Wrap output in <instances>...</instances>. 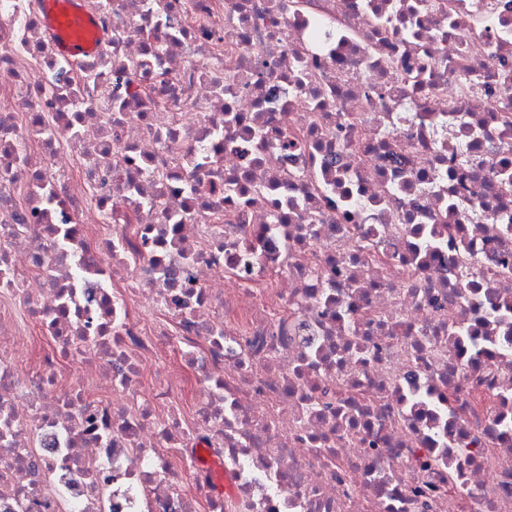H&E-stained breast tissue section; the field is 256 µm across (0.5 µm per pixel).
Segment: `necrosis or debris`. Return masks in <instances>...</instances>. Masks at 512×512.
I'll return each mask as SVG.
<instances>
[{"label": "necrosis or debris", "instance_id": "necrosis-or-debris-1", "mask_svg": "<svg viewBox=\"0 0 512 512\" xmlns=\"http://www.w3.org/2000/svg\"><path fill=\"white\" fill-rule=\"evenodd\" d=\"M87 9L0 0V512H512V0ZM83 2V0L39 1L49 33L55 39L59 53L66 60H83L91 51L87 43L62 36L56 27L57 17L62 11H66L75 21L85 24L88 16Z\"/></svg>", "mask_w": 512, "mask_h": 512}]
</instances>
